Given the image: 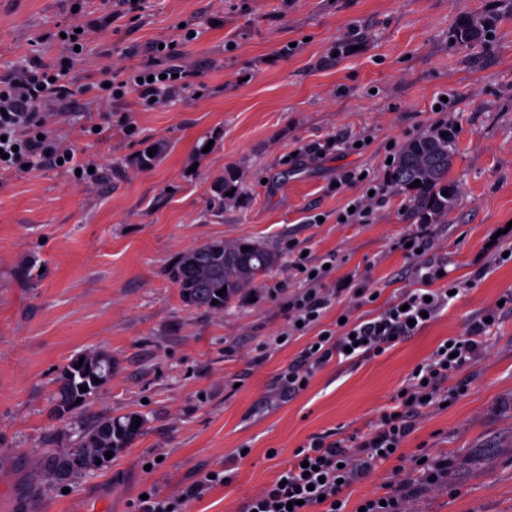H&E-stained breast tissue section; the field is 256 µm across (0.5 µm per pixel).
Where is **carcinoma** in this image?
I'll use <instances>...</instances> for the list:
<instances>
[{
  "label": "carcinoma",
  "mask_w": 512,
  "mask_h": 512,
  "mask_svg": "<svg viewBox=\"0 0 512 512\" xmlns=\"http://www.w3.org/2000/svg\"><path fill=\"white\" fill-rule=\"evenodd\" d=\"M488 23L470 16L459 19L454 38L461 45H473L485 36ZM455 149V138L448 127L438 126L407 142L400 150L391 172L392 182L428 215L446 216L456 199L455 185L448 180ZM420 184L411 186L414 181ZM281 261V256L262 245L237 240L212 241L186 251L173 266L170 275L179 288L182 302L194 309L222 312L234 299L253 290L260 279ZM223 295H217V291ZM217 303H212V300ZM100 376L93 358L71 360L55 378L53 411L61 417L85 405L112 379L96 381ZM143 421L137 414L103 417L83 433L75 448H60L47 453L43 462L55 473L66 476L84 470L82 457L87 453L116 456L131 447L143 434Z\"/></svg>",
  "instance_id": "carcinoma-1"
}]
</instances>
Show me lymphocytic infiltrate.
<instances>
[{"mask_svg": "<svg viewBox=\"0 0 512 512\" xmlns=\"http://www.w3.org/2000/svg\"><path fill=\"white\" fill-rule=\"evenodd\" d=\"M199 31L188 24L181 28L172 46L148 48L147 63L131 68L104 70L106 86L96 97L97 104L136 93L143 102L162 106L180 91L189 89L193 70L179 65L181 45L196 40ZM84 34L68 29L60 39L54 64L42 62L36 55L24 59L13 74L0 81V170L22 173L41 161L61 162L63 169L78 172L80 180L95 182L96 174L79 169L72 148L52 135L54 108L75 97L79 89L68 76L81 60ZM335 254L312 264L309 257L295 256V270L309 277V288L288 295L280 302L288 320L284 340L314 331L312 344L280 374L277 385L282 394H299L310 383L316 370L339 359L346 362L377 357L402 341L418 335L429 321L448 306L451 297L442 288L441 273L447 268L440 259L422 263L419 287L405 288L376 314L356 316L344 310V323L323 325L327 311L348 288L345 282L326 286L327 268L335 264ZM503 305H491L467 325L464 333L451 337L449 350H434L409 374L397 392L394 404L383 410L369 433L338 435L335 432L312 436L295 449L293 459L277 481L263 487L243 507V512H346V491L384 463L392 468L383 495L361 499L365 512H411V502L419 491L440 490L448 485L450 464L442 455L406 456L402 447L414 432L418 421L440 411L443 403L454 402L468 383L460 372L472 366L486 352L487 336L505 314H512V291L503 296ZM234 478L233 461L176 497H162L148 489L139 512H184L186 503L204 490L230 483Z\"/></svg>", "mask_w": 512, "mask_h": 512, "instance_id": "obj_1", "label": "lymphocytic infiltrate"}]
</instances>
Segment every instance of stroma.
<instances>
[{
  "mask_svg": "<svg viewBox=\"0 0 512 512\" xmlns=\"http://www.w3.org/2000/svg\"><path fill=\"white\" fill-rule=\"evenodd\" d=\"M467 15L491 23L489 38L468 47L452 40ZM183 22L202 30L181 48L192 87L163 108L128 94L101 119L89 99L102 70L146 62L147 46L173 39ZM72 23L90 28L70 75L84 92L60 105L52 131L98 179L43 164L0 174V481L19 474L20 453L38 470L49 512H79L92 497L136 512L146 487L179 494L232 458L233 481L186 512H240L311 436L365 432L417 364L512 290V262L471 280L476 255L512 222V0H145L134 21L112 20L108 0H0V80L32 52L52 60L40 36ZM346 37L351 49L335 53ZM440 123L458 128L448 174L458 196L432 225L434 254L461 293L420 335L369 360L331 361L305 391L280 397L277 376L308 342H276L287 317L272 289L307 286L293 249L315 264L336 253L330 282L378 289L361 316L414 287L421 260L398 243L424 218L387 160ZM347 137L364 147L349 150ZM330 139L326 154L305 153ZM158 143L165 152L142 165ZM351 169L369 172L383 201L346 224L361 190L335 181ZM223 175L239 193L218 210ZM238 239L279 253L281 264L223 312L185 306L172 266L190 248ZM99 351L116 366L111 383L56 417L59 368ZM466 374V394L424 416L404 445L452 461L447 490L421 493L415 512H512V314ZM131 412L144 417V434L103 467L66 482L42 468L45 449L76 447L97 418Z\"/></svg>",
  "mask_w": 512,
  "mask_h": 512,
  "instance_id": "1",
  "label": "stroma"
}]
</instances>
